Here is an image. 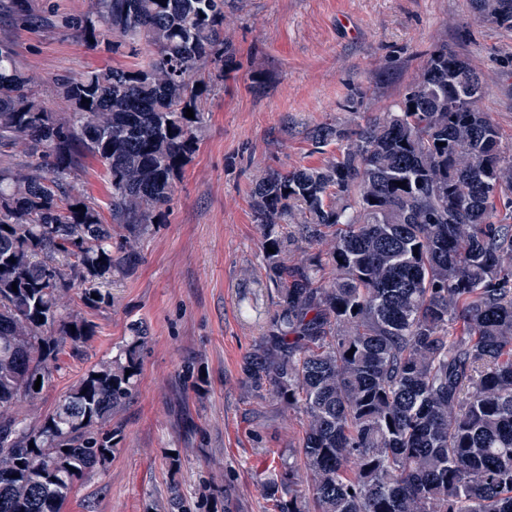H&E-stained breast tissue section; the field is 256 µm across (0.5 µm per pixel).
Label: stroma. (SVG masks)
<instances>
[{
  "mask_svg": "<svg viewBox=\"0 0 512 512\" xmlns=\"http://www.w3.org/2000/svg\"><path fill=\"white\" fill-rule=\"evenodd\" d=\"M87 5L0 10V40L56 112L67 109L58 75L141 61L127 47L79 41L68 20ZM224 12L236 64L202 101L208 122L172 201L137 245L138 264L117 275L111 306L85 311L70 290L61 315L86 313L96 334L80 354L62 351L51 385L23 407L39 423L125 345L132 324L146 326L133 396L112 417L119 449L76 485L64 512H157L174 480L203 512H274L251 468L270 449L295 454L304 420L275 397L253 398L243 373L275 310L250 188L259 172L319 164L309 129L347 121L353 99L362 116L384 111L444 41L481 74L479 107L512 143V33L477 19L470 0H226Z\"/></svg>",
  "mask_w": 512,
  "mask_h": 512,
  "instance_id": "obj_1",
  "label": "stroma"
}]
</instances>
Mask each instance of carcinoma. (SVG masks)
<instances>
[{"instance_id": "obj_1", "label": "carcinoma", "mask_w": 512, "mask_h": 512, "mask_svg": "<svg viewBox=\"0 0 512 512\" xmlns=\"http://www.w3.org/2000/svg\"><path fill=\"white\" fill-rule=\"evenodd\" d=\"M224 2L91 0L71 19L77 36L144 44L145 57L58 77L64 114L0 41V512H62L116 451L112 413L133 396L145 326L40 424L22 403L63 347L93 336L60 302L79 285L85 307L109 306L112 272L138 263L137 241L171 202L207 124L202 98L233 64ZM471 5L512 31V0ZM472 80L486 94L439 44L380 115L309 130L318 152L336 145L320 165L252 183L277 311L243 371L255 396L305 422L279 479L253 466L275 512H306L304 498L312 512H512V147L464 98ZM86 157L107 174L109 223L72 194ZM162 508L192 512L176 482Z\"/></svg>"}]
</instances>
